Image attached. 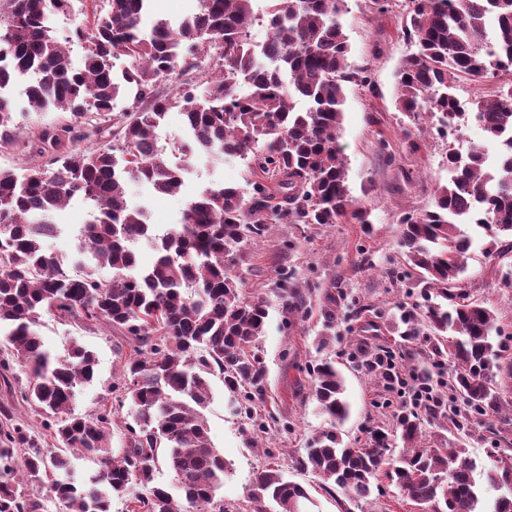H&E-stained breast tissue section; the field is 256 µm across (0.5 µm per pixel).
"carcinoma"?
<instances>
[{
	"mask_svg": "<svg viewBox=\"0 0 512 512\" xmlns=\"http://www.w3.org/2000/svg\"><path fill=\"white\" fill-rule=\"evenodd\" d=\"M148 0H105L76 35L88 43L77 66L70 50L52 35V18L70 0H3L0 3V149L18 144L17 101L9 87L34 76L24 110L68 114L61 128L45 126L36 153L51 151V164L0 167V379L18 383L22 402L36 408L52 430L48 450L16 424L0 430V512H48L33 489L48 467L62 472L51 500L63 512H238L220 489L230 468L212 447L201 409L210 377L240 396L249 425L264 392V370L255 352L265 334L267 309L249 300L242 282L228 273L240 244L262 235L269 224L369 223L354 206L346 165L338 147L345 102L344 83H368L347 72L350 50L340 21L343 0H265L270 35L250 40L254 0H199L178 25L146 20ZM407 39L414 51L397 72L402 111L440 115L437 135L458 131L461 102L456 81L512 71V0H412ZM494 18L493 35L486 20ZM130 59L121 74L118 57ZM213 61L202 94L188 88L174 97L156 87L175 74ZM124 96L121 136L96 147L70 144L102 133L100 120ZM303 101L304 107L296 106ZM483 140L464 154L448 151V184L436 190L431 210L399 219L400 246L408 266L428 291L422 311H406L407 326L427 328L419 338L434 359L454 366L453 398L462 402L452 435H464L474 420L503 412L496 378H512V357L500 340L493 310L459 288L472 237L460 225L490 238L499 253L512 251V88L490 100H475ZM184 118L178 146L183 165L174 168L154 147L155 130L170 110ZM250 158L249 191L220 184L187 201L179 222L153 233L147 210L130 206L131 183L159 194H176L183 173L200 159ZM78 197L91 206L71 258L45 247L60 233L55 211ZM158 252L141 267L135 250L142 240ZM111 271L102 280L101 270ZM101 323L129 338L118 402H131L134 424L125 427L124 449L108 446L112 409L94 416L74 413L77 392L95 375L96 358L81 346L53 356L37 329L40 318ZM314 396L330 427L311 436L300 468L354 499L373 493L378 473L415 506L431 512H485L484 490L498 492L494 512H512L511 455L476 479L465 449L417 445L427 425L450 420L442 410L402 413L398 429L406 448L393 453L391 434L370 431V445L349 448L336 433L350 409L345 381L331 361L312 369ZM99 464L78 483L69 454ZM182 491L175 498L154 483L159 457ZM139 491L134 492L132 488ZM252 512H309L306 489L272 465L256 474L247 492Z\"/></svg>",
	"mask_w": 512,
	"mask_h": 512,
	"instance_id": "carcinoma-1",
	"label": "carcinoma"
}]
</instances>
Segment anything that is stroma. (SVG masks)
<instances>
[{"mask_svg":"<svg viewBox=\"0 0 512 512\" xmlns=\"http://www.w3.org/2000/svg\"><path fill=\"white\" fill-rule=\"evenodd\" d=\"M345 3L341 22L350 44L347 63L350 70L366 73L371 85L346 84L339 144L350 193L357 206L369 211L371 223L273 224L263 236L237 248L236 276L245 292L266 301V334L258 344L265 390L257 412L273 416L274 421L266 431L247 437L239 399L217 375L211 378V398L202 414L212 446L230 464L231 473L221 490L225 502L244 504L256 473L273 462L307 489L314 512H415L386 479L378 481L380 493L352 500L324 490L316 476L299 468L308 439L329 425L313 395L309 367L327 359L343 373L350 414L336 431L344 443L361 448L369 429L394 428L398 407L387 404L383 381L366 368L365 359L373 347L389 346L405 353L410 369L419 371L432 364L419 342L402 337L401 314L423 299L422 282L408 270L400 247L398 220L433 207L435 189L450 178L442 162L448 146L463 152L482 137L470 115L472 100L511 87L512 77L460 80L457 94L467 116L452 142H445L436 134L432 114L413 119L396 103V74L413 51L403 33L410 0H391L384 13L376 11L373 0ZM103 5V0H73L71 10L55 16L53 32L69 47L74 63H81L87 50L74 31ZM66 120L60 112L38 119L16 114L19 143L0 150V167L38 163L29 143L42 125L60 126ZM248 165L239 157L200 161L186 174L178 193L160 196L134 184L129 199L147 207L150 224L162 233L177 223L186 201L203 186L245 185ZM283 264L295 272L304 313L286 309L277 280ZM460 279L464 293L495 309L501 339L512 347V254L497 258L490 253L488 238L474 236ZM331 319L336 325L330 329L326 323ZM40 333L53 353L65 354L78 344L96 356V375L77 399L78 413L93 415L113 403L111 387L119 379L126 344L121 332L45 316Z\"/></svg>","mask_w":512,"mask_h":512,"instance_id":"35a3bbf8","label":"stroma"}]
</instances>
